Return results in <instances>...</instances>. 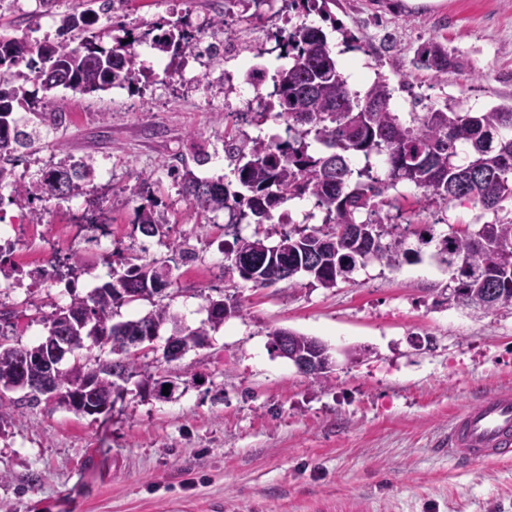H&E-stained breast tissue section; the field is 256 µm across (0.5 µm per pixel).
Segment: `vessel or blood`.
<instances>
[{"label": "vessel or blood", "mask_w": 512, "mask_h": 512, "mask_svg": "<svg viewBox=\"0 0 512 512\" xmlns=\"http://www.w3.org/2000/svg\"><path fill=\"white\" fill-rule=\"evenodd\" d=\"M448 452L468 462L512 460V390L457 413L448 426Z\"/></svg>", "instance_id": "1"}]
</instances>
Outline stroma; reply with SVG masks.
<instances>
[{
	"instance_id": "35a3bbf8",
	"label": "stroma",
	"mask_w": 512,
	"mask_h": 512,
	"mask_svg": "<svg viewBox=\"0 0 512 512\" xmlns=\"http://www.w3.org/2000/svg\"><path fill=\"white\" fill-rule=\"evenodd\" d=\"M217 2L178 0L171 9L130 0L123 22L139 33L185 18L197 24ZM42 9L41 0H5L0 36L44 38L36 25ZM284 9L272 0L257 17L238 6L227 28L274 46ZM309 20L328 34L357 89L386 79L401 112L444 102L474 112L512 105V0H331L328 18ZM346 30L353 42H344ZM431 40L459 61L437 78L412 65ZM186 68L175 60L169 74L124 89L47 91L50 111L65 119L42 135L22 175L34 181L64 158L104 157L112 167L110 182L88 187L110 226L111 254L88 241L83 212L70 201L42 203L46 239L83 260L80 295L116 280L137 256L169 262L162 301L185 326L206 322L210 299L221 296L240 313L171 363L163 358L170 331L159 330L138 364L174 381L169 398L141 395L131 381L110 413L81 416L52 402L22 407L24 390L8 392L0 407V512H512V462L466 465L446 452L456 413L512 389V309L462 305L435 259L437 237L492 213L455 201L421 209V189L401 182L395 191L410 220L399 230L410 254L399 266L370 262L330 289L305 276L254 286L231 266L236 236L254 235L257 225L191 204L167 167L201 152L208 160L195 174L236 183L222 159L225 137H277L285 124L273 113L255 122L234 94L211 107L237 61L192 81L182 76ZM141 175L151 177L163 218L151 237L134 223ZM173 241L193 260L174 257ZM69 301L61 287L6 298L14 345L37 344L46 330L36 310L49 314ZM274 327L319 339L333 367L320 379L300 373L271 349Z\"/></svg>"
}]
</instances>
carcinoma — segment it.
Returning <instances> with one entry per match:
<instances>
[{"label": "carcinoma", "mask_w": 512, "mask_h": 512, "mask_svg": "<svg viewBox=\"0 0 512 512\" xmlns=\"http://www.w3.org/2000/svg\"><path fill=\"white\" fill-rule=\"evenodd\" d=\"M328 2L289 0L288 8L305 18L326 12ZM105 3L81 0V9L61 14L53 40L0 37V183L12 182L10 203L28 210L34 224L45 218V212L33 206L34 200L43 194L62 200L82 196L94 171L79 160L68 167H52L32 183L11 181L14 155L32 150L40 137L39 129L19 124L13 113L18 107L34 113L46 107L42 99L10 80L11 69L23 63L33 74L32 82L82 94L139 81L134 47L149 33L135 36L126 30L106 48L97 36L80 32L88 24L86 17L103 11ZM157 39L174 58L194 53L199 43L190 23L181 20ZM276 48L288 56V65L276 71L272 92L257 93L256 113L263 117L279 108L287 139L242 135L224 141V153L234 164L241 190H230L222 178L197 176L191 164L205 162L203 154L191 163L180 158L169 165V173L193 204L211 212L226 211L238 222L250 216L258 225L272 224L276 209L305 196L324 211L321 226L281 232L272 246L267 244L268 234L236 238L232 270L240 278L268 286L278 267L283 271L280 281L304 272L315 285L334 288L371 260L399 265L408 254L405 237L397 232L398 225L378 215L385 207L402 215L400 199L388 195L401 181L423 190L418 200L423 209L468 201L496 212L501 203L512 201V106L461 112L444 104L411 112L406 120L392 108L391 89L384 79L377 78L363 93L349 86L322 28L303 20L280 32ZM455 64V57L438 41L423 46L413 59L414 66L436 76ZM314 142L327 152H309ZM380 157L386 165L382 178L373 175L372 159ZM355 158L364 159V164L356 166ZM136 224L142 234L155 235L160 225L157 211L140 208ZM436 258L452 271L454 295L463 303L485 310L512 307V219L441 236ZM171 278L168 265L138 257L116 280L88 296L74 292L68 305L42 317L46 335L32 347L9 344L7 330L0 325V389H12L23 378L39 379L50 369L59 403L78 396L106 405L120 398L123 383L137 375L136 360L126 355V342L149 331L156 335L168 326L171 353L166 361H176L179 353L199 344L208 329L239 312L238 306L220 298L208 325L192 330L168 306L155 303L142 317L112 322L116 308L151 300L160 294L156 285L166 288ZM101 333L112 336V353L124 358L103 361L92 354L84 338L91 336L95 344L104 346ZM54 336H66L74 345V362L66 369L59 367L61 359L53 353ZM267 336L273 349L288 337L289 352L297 360L328 353L325 348L317 351L312 337L289 329L273 328Z\"/></svg>", "instance_id": "carcinoma-1"}]
</instances>
